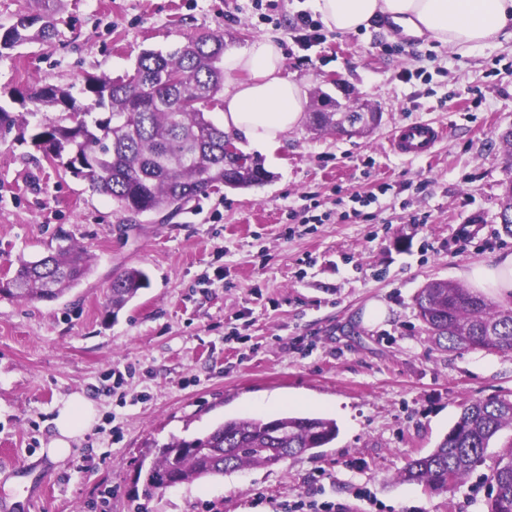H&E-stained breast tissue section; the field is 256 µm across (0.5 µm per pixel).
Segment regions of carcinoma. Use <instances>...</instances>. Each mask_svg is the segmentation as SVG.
<instances>
[{
	"label": "carcinoma",
	"instance_id": "carcinoma-1",
	"mask_svg": "<svg viewBox=\"0 0 512 512\" xmlns=\"http://www.w3.org/2000/svg\"><path fill=\"white\" fill-rule=\"evenodd\" d=\"M57 24L48 9L23 15L0 33V50L48 41L57 35ZM227 46L220 32L202 34L167 53L142 51L134 72L125 77L87 76L78 87L38 81L12 95L33 109L12 112L0 105V130L16 127L23 135L30 119L41 117L32 141L43 155L131 214L178 211L222 186H259L271 178L263 161L244 152L236 159L226 156L224 130L207 117L224 88L219 63ZM321 100L331 111L311 113L314 129L347 133L336 112L341 103L326 93ZM96 109L103 115L87 119ZM48 111L55 116H47ZM500 206L503 229L512 234V179ZM92 268L91 255L63 237L38 259L18 258L11 275L0 278V295L22 302L54 301ZM147 283V274L137 268L117 274L110 286L112 309L123 308ZM415 306L425 330L445 349L512 352V305L433 280L417 292ZM505 430L512 431V398L474 400L436 448L407 461L398 479L431 492L450 491L484 463L490 443ZM338 432L336 421L324 417L230 418L205 434L155 446L150 462L140 464L142 497H153L168 481L188 484L246 467L277 465L326 447ZM490 482L484 512H512V437L497 454Z\"/></svg>",
	"mask_w": 512,
	"mask_h": 512
}]
</instances>
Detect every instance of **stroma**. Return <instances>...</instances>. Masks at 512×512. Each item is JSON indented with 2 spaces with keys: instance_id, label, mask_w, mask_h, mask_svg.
<instances>
[{
  "instance_id": "35a3bbf8",
  "label": "stroma",
  "mask_w": 512,
  "mask_h": 512,
  "mask_svg": "<svg viewBox=\"0 0 512 512\" xmlns=\"http://www.w3.org/2000/svg\"><path fill=\"white\" fill-rule=\"evenodd\" d=\"M253 2L55 0L58 36L0 55V105L16 112L10 92L40 80L116 78L142 50L211 32L238 46L270 37L288 75L335 99L349 90L381 114L363 136L305 122L270 149L240 142L271 179L199 195L173 215H129L18 132L0 134V273L61 234L94 259L55 301L0 295V494L18 512H280L300 499L343 512H479L490 492L496 442L455 493L397 475L465 404L512 396V353L443 350L414 308L428 281L461 282L512 251L498 217L512 177L500 140L512 129V40L460 51L380 21L308 47L293 19L311 0H278L269 24ZM418 120L445 130L433 154L391 152L394 130ZM129 267L149 284L112 311L110 284ZM374 300L387 315L368 327ZM75 393L98 416L55 462L42 452L48 421ZM289 412L334 419L339 434L278 465L134 497L154 446Z\"/></svg>"
}]
</instances>
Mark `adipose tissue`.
<instances>
[{
  "label": "adipose tissue",
  "mask_w": 512,
  "mask_h": 512,
  "mask_svg": "<svg viewBox=\"0 0 512 512\" xmlns=\"http://www.w3.org/2000/svg\"><path fill=\"white\" fill-rule=\"evenodd\" d=\"M312 7L325 27L341 33L384 16L417 36L458 49L512 40V0H312ZM224 77L230 83L224 91L225 134L272 147L305 120L307 86L286 75L284 50L274 39L228 46ZM463 276L473 288L512 298V251L500 253L493 265L468 268ZM96 416L94 403L78 394L57 404L44 453L55 461L68 458Z\"/></svg>",
  "instance_id": "1"
}]
</instances>
